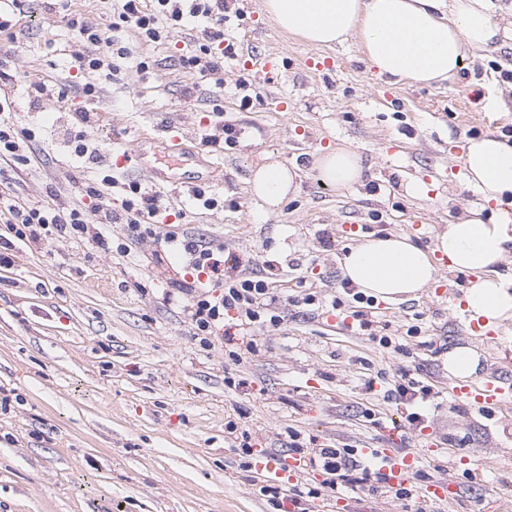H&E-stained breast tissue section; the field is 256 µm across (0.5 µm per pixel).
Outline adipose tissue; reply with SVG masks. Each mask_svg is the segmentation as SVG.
Returning a JSON list of instances; mask_svg holds the SVG:
<instances>
[{
	"label": "adipose tissue",
	"instance_id": "ef3b65f1",
	"mask_svg": "<svg viewBox=\"0 0 512 512\" xmlns=\"http://www.w3.org/2000/svg\"><path fill=\"white\" fill-rule=\"evenodd\" d=\"M264 10L282 30L314 45L360 36L379 74L425 86L455 78L468 52L490 48L508 33L494 21L488 0H264ZM315 167L339 190L363 180L359 156L344 147L319 153ZM298 177V167L266 164L252 172L250 190L273 212L296 192ZM464 183L485 203L512 200V140L492 134L469 139ZM511 220L505 212L486 220L480 210H468L446 225L429 251L405 235L370 236L344 255L341 274L367 295L407 300L434 281L433 256L441 254L450 270L472 277L462 298L470 320L491 326L512 318V273L498 269L512 252Z\"/></svg>",
	"mask_w": 512,
	"mask_h": 512
}]
</instances>
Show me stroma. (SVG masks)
<instances>
[{
    "label": "stroma",
    "mask_w": 512,
    "mask_h": 512,
    "mask_svg": "<svg viewBox=\"0 0 512 512\" xmlns=\"http://www.w3.org/2000/svg\"><path fill=\"white\" fill-rule=\"evenodd\" d=\"M22 47L4 66L13 118L32 129L31 163L1 190L27 202L87 204V183L100 171L67 147L63 131L76 110L87 144L125 155L114 175L150 188V168L186 169L169 151L165 126L189 134L200 150L210 116L236 129L213 146L223 172H204L192 188L164 185L168 209L155 237L129 252L88 240L15 239L16 260L0 267V512H274L245 470L227 422L249 431L255 449L290 456V435L311 448H388L412 455L416 469L456 482L449 499L423 497L427 512H512V411L490 415L448 394L442 356L467 344L485 369L512 353V319L501 336L473 329L458 299L462 285L446 263L416 298L388 302L365 331H345L331 310L344 299L340 262L369 234L409 235L430 248L454 217L479 205L464 184L454 149L495 132L512 135V39L468 56L458 79L434 86L392 83L367 66L359 40L318 47L281 30L265 13L227 0L224 40L236 56L223 70L183 69L199 34L186 27L172 41L132 43L120 72L105 77L74 68L88 46L62 12L31 0ZM271 55L269 77L240 87L248 73L237 57ZM149 59V70L137 64ZM327 70H318L321 62ZM95 84L88 99H34L37 85L65 78ZM194 88L185 96V88ZM283 96L284 111L266 108ZM496 108L483 107L485 96ZM355 151L364 184L342 192L324 186L313 159L336 146ZM298 166L296 194L268 213L248 178L258 165ZM425 187L406 191L408 179ZM214 198L204 207L197 193ZM419 231H412V224ZM189 234L243 256L250 271L275 267L279 296L290 298L280 326H258L255 353L234 358L241 337L219 334L201 345L182 307L163 301L183 273L162 254L166 234ZM319 303L306 306V293ZM387 336L391 347L374 343ZM429 385L436 410L424 427L409 425L405 407L386 398L402 373Z\"/></svg>",
    "instance_id": "35a3bbf8"
}]
</instances>
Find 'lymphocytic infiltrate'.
I'll use <instances>...</instances> for the list:
<instances>
[{
    "mask_svg": "<svg viewBox=\"0 0 512 512\" xmlns=\"http://www.w3.org/2000/svg\"><path fill=\"white\" fill-rule=\"evenodd\" d=\"M144 0H111L112 24L110 31L90 25L78 13L65 16L68 27L87 44L108 43L111 54L91 53L79 56L82 69L93 72L117 73L131 55L129 46L119 40L124 31L134 32L143 44H153L180 33L187 21L203 17L207 26L197 38L193 54L182 57L184 68L202 72H216L223 67V58L215 50L224 41V0H153L151 8H144ZM8 106L7 97L0 96V184L11 178V171L30 163L25 145L32 131L22 128L1 113ZM110 178L88 183L85 193L96 202L100 221L104 224L126 225L130 235L139 237L152 232L159 215L167 206L160 195L143 190L141 185L129 184L126 197L113 201L105 188ZM7 216L15 227L17 239L34 241L57 239H84L94 237L104 243L102 234H91L83 209L65 207L55 202L25 203L16 197L0 195V216ZM167 243L188 258L186 279L177 288L186 304L188 317L198 335L207 337L223 330L225 322H232L242 332H250L259 324L279 326L284 317L279 296L270 276L258 275L243 268V260L224 247L212 246L193 237L167 235ZM293 452L310 466L319 468L326 478L320 487L303 482L261 486L276 512H288L289 507H301L310 500L327 496L338 498L348 492L385 494L400 500L412 499V489L392 485L388 475L373 471L371 465L353 460L343 448H307L292 442Z\"/></svg>",
    "mask_w": 512,
    "mask_h": 512,
    "instance_id": "obj_1",
    "label": "lymphocytic infiltrate"
}]
</instances>
